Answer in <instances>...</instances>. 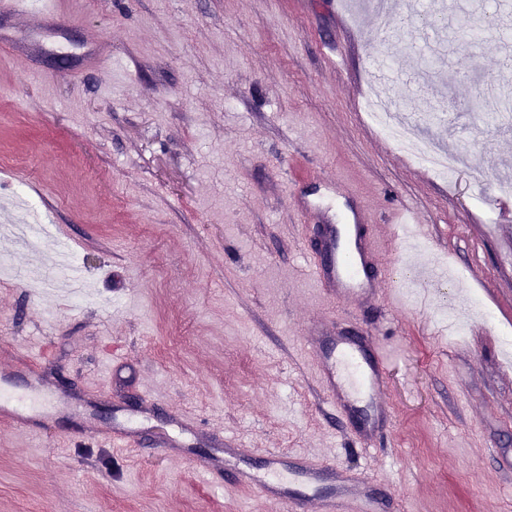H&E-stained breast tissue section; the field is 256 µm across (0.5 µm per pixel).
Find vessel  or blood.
<instances>
[{"label":"vessel or blood","instance_id":"b4317fda","mask_svg":"<svg viewBox=\"0 0 512 512\" xmlns=\"http://www.w3.org/2000/svg\"><path fill=\"white\" fill-rule=\"evenodd\" d=\"M56 0H0V12L21 20L47 21L57 17ZM372 251L360 225L343 224L336 239L329 242V254L315 263L313 279L322 295L339 300H363L379 292L372 266ZM309 353L315 354L320 384L329 403L345 409L348 399L367 403L372 411H382L380 391L385 376V357L381 349L366 351L361 342L335 341L329 352H320L323 338L318 321H311L305 332ZM30 406L9 392L0 393V420L14 427L29 424ZM333 481L331 498L318 501L316 488ZM228 486L246 485L279 512H380L379 501L365 487L338 480L324 464L302 461L288 463L277 453L268 454L262 473L243 469L231 473Z\"/></svg>","mask_w":512,"mask_h":512}]
</instances>
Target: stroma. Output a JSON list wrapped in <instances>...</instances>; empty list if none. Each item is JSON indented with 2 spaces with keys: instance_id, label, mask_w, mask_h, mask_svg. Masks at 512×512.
<instances>
[{
  "instance_id": "35a3bbf8",
  "label": "stroma",
  "mask_w": 512,
  "mask_h": 512,
  "mask_svg": "<svg viewBox=\"0 0 512 512\" xmlns=\"http://www.w3.org/2000/svg\"><path fill=\"white\" fill-rule=\"evenodd\" d=\"M352 0H62L36 29L0 16V222L46 224L40 252L0 232V381L46 409L0 423V512H269L191 460L235 439L248 465L299 454L368 482L383 512H512V124L473 102L512 80V39L433 44L420 11ZM412 129L468 158L435 176L390 143L364 102L376 60ZM352 207L378 241L387 296L334 305L311 276L320 222ZM428 224L423 266L452 283L409 293L392 213ZM72 252L101 306L46 283ZM386 353L377 447L324 401L304 327ZM176 438L112 446V424Z\"/></svg>"
}]
</instances>
